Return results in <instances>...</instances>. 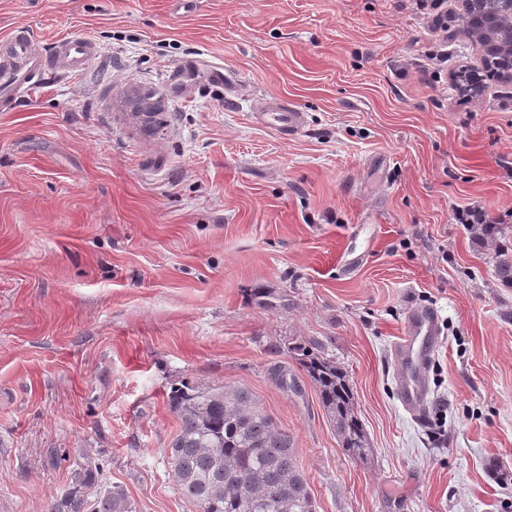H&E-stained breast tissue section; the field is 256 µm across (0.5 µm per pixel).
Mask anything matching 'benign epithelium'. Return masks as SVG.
<instances>
[{
  "label": "benign epithelium",
  "mask_w": 512,
  "mask_h": 512,
  "mask_svg": "<svg viewBox=\"0 0 512 512\" xmlns=\"http://www.w3.org/2000/svg\"><path fill=\"white\" fill-rule=\"evenodd\" d=\"M462 33L475 41L490 76L512 82V0H457Z\"/></svg>",
  "instance_id": "7a95c632"
}]
</instances>
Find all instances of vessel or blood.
Listing matches in <instances>:
<instances>
[{"label": "vessel or blood", "mask_w": 512, "mask_h": 512, "mask_svg": "<svg viewBox=\"0 0 512 512\" xmlns=\"http://www.w3.org/2000/svg\"><path fill=\"white\" fill-rule=\"evenodd\" d=\"M96 57V44L83 36L57 40L49 56L33 52V36L17 28L0 38V110L13 111L17 102L46 81L83 72ZM210 78L224 89L227 102L238 103L246 95V83L233 70L216 67ZM255 120L284 136L302 131L305 115L296 106L281 101L255 113ZM442 339L437 308L411 310L394 349L397 361L398 400L409 414H418L426 405L429 392L428 370L435 348Z\"/></svg>", "instance_id": "obj_1"}]
</instances>
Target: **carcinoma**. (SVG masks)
Instances as JSON below:
<instances>
[{
	"instance_id": "obj_1",
	"label": "carcinoma",
	"mask_w": 512,
	"mask_h": 512,
	"mask_svg": "<svg viewBox=\"0 0 512 512\" xmlns=\"http://www.w3.org/2000/svg\"><path fill=\"white\" fill-rule=\"evenodd\" d=\"M495 276L512 288V251H500ZM250 302L264 311L284 306L283 296L266 288L251 289ZM287 352L314 385L344 452L354 459L367 456L368 437L346 369L317 342L291 341ZM167 397L180 430L166 457L178 492L200 512H317L291 436L249 391L180 380ZM92 512L133 510L114 490L96 498Z\"/></svg>"
}]
</instances>
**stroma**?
I'll list each match as a JSON object with an SVG mask.
<instances>
[{
	"label": "stroma",
	"instance_id": "35a3bbf8",
	"mask_svg": "<svg viewBox=\"0 0 512 512\" xmlns=\"http://www.w3.org/2000/svg\"><path fill=\"white\" fill-rule=\"evenodd\" d=\"M447 8L443 42L408 0H0V36L98 47L0 112V512H72L77 495L91 512L113 489L136 512H199L165 455L185 377L251 392L318 512H512V483L485 468L512 471V288L456 219L477 206L512 225V85L459 92L452 74L480 60ZM189 62L238 71L251 98L175 95L165 75ZM139 93L158 107L144 124ZM270 98L305 113L299 134L252 123ZM260 284L288 306L248 305ZM431 305L443 342L415 418L392 346ZM292 338L347 370L366 459L341 448Z\"/></svg>",
	"mask_w": 512,
	"mask_h": 512
}]
</instances>
